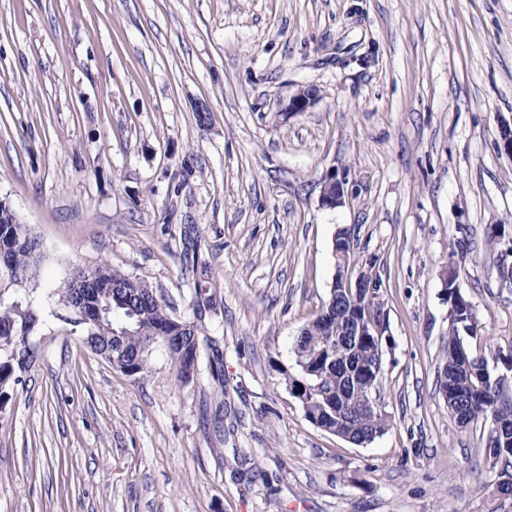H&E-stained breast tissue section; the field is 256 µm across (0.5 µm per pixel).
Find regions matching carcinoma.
<instances>
[{
    "label": "carcinoma",
    "instance_id": "1",
    "mask_svg": "<svg viewBox=\"0 0 512 512\" xmlns=\"http://www.w3.org/2000/svg\"><path fill=\"white\" fill-rule=\"evenodd\" d=\"M0 249L9 256L7 267L0 271V288H18L32 279L33 267L40 255L37 237L22 224L14 222L12 213L0 209ZM96 284L103 300L111 305V314L98 325H87L80 334L83 343L120 371L130 366L134 378L149 373L151 347L162 343L159 331L173 333L180 341L166 352L178 372L186 379L194 378L198 369L204 309L214 306L213 295L205 281L194 283L193 312L196 321L189 329L168 320L170 314L150 286L132 278L107 263L99 264ZM353 296L344 293L329 296L321 313L301 326L292 345L293 368L277 366L276 371L289 393L308 386L306 416H311L318 428L336 431L351 439L368 444L389 430L391 418L386 409L373 413L358 410L359 393L348 383L352 367L362 370L384 365L387 353L384 340L375 336H349L347 315ZM26 307L20 301L0 302V348L24 350L25 363L36 358V351L21 336H8L7 329L21 320ZM361 318L381 322L385 318L381 288L359 301ZM479 321L473 307L454 306L449 313L448 339L445 342V362L440 368V386H448V412L460 414L471 422L489 424L486 447L496 449V455H486L493 466H501L498 478H512V355L498 354L500 366L491 370L485 360L473 355L468 339L478 337Z\"/></svg>",
    "mask_w": 512,
    "mask_h": 512
}]
</instances>
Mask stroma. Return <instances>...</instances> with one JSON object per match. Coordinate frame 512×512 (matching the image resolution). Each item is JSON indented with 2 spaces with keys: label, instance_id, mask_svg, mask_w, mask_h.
<instances>
[{
  "label": "stroma",
  "instance_id": "1",
  "mask_svg": "<svg viewBox=\"0 0 512 512\" xmlns=\"http://www.w3.org/2000/svg\"><path fill=\"white\" fill-rule=\"evenodd\" d=\"M311 85L319 102L285 111ZM505 122L512 0H0V199L42 244L35 287L0 298L46 320L0 398V512H512L483 423L436 387L444 273L480 322L473 354L512 349ZM341 227L351 267L376 262L392 340V424L361 446L277 372L329 297ZM189 246L216 296L193 381L159 345L126 376L57 318L55 289L101 262L192 318ZM345 173L333 171L327 174L321 182V203L323 206L335 208L345 203L348 196Z\"/></svg>",
  "mask_w": 512,
  "mask_h": 512
}]
</instances>
